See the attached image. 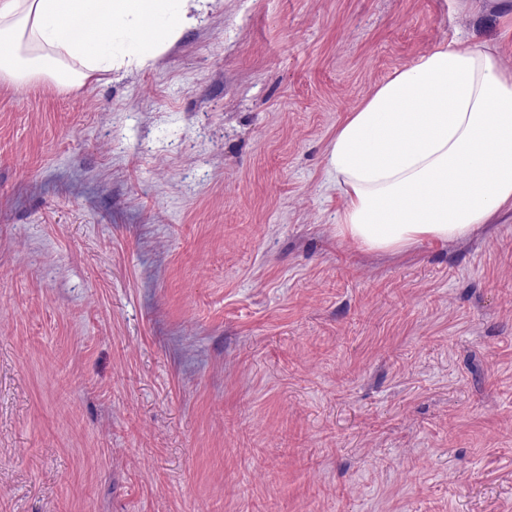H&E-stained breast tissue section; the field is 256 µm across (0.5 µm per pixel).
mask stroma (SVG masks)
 I'll list each match as a JSON object with an SVG mask.
<instances>
[{"label": "stroma", "mask_w": 512, "mask_h": 512, "mask_svg": "<svg viewBox=\"0 0 512 512\" xmlns=\"http://www.w3.org/2000/svg\"><path fill=\"white\" fill-rule=\"evenodd\" d=\"M512 0H206L148 66L0 79V512H512V209L338 236L337 128Z\"/></svg>", "instance_id": "35a3bbf8"}]
</instances>
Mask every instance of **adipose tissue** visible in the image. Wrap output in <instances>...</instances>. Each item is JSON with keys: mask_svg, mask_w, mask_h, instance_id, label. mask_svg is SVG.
I'll list each match as a JSON object with an SVG mask.
<instances>
[{"mask_svg": "<svg viewBox=\"0 0 512 512\" xmlns=\"http://www.w3.org/2000/svg\"><path fill=\"white\" fill-rule=\"evenodd\" d=\"M202 0H0V78L80 86L146 65L192 26ZM119 22L130 49L98 50L67 22ZM346 204L342 235L398 254L471 236L512 204V70L494 45H439L395 71L338 127L326 155Z\"/></svg>", "mask_w": 512, "mask_h": 512, "instance_id": "1", "label": "adipose tissue"}]
</instances>
